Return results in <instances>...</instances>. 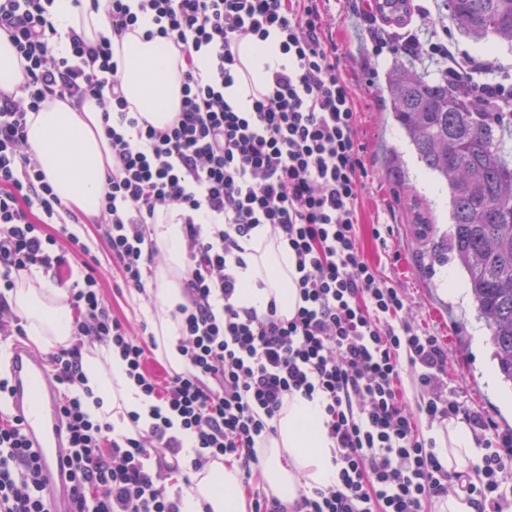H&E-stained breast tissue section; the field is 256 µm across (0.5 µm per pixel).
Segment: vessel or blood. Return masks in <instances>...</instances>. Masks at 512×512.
<instances>
[{"instance_id": "b4317fda", "label": "vessel or blood", "mask_w": 512, "mask_h": 512, "mask_svg": "<svg viewBox=\"0 0 512 512\" xmlns=\"http://www.w3.org/2000/svg\"><path fill=\"white\" fill-rule=\"evenodd\" d=\"M7 378L8 411L40 458L51 512H75V484L69 468L71 432L47 358L24 344H13Z\"/></svg>"}]
</instances>
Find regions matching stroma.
<instances>
[{
  "label": "stroma",
  "instance_id": "1",
  "mask_svg": "<svg viewBox=\"0 0 512 512\" xmlns=\"http://www.w3.org/2000/svg\"><path fill=\"white\" fill-rule=\"evenodd\" d=\"M366 0H331L325 29L343 50L341 67L349 76L360 112L359 140L368 170L361 203V244L380 261L383 272L403 289L412 321L440 337L448 353V377L460 401L495 422L499 431L512 433V385L490 387L486 375L493 371L492 347L483 335L485 326L471 311L469 294L449 290L446 277L455 265L431 266L433 238L448 227L444 188L428 174L380 102L386 72L397 60L395 53L372 54L363 15ZM428 201L435 218L430 232L418 228V201ZM391 226L385 240L375 239L373 227ZM84 238L96 259L94 268L114 313L132 324L153 322L161 313L153 299L123 287L119 272L100 241L94 221H86Z\"/></svg>",
  "mask_w": 512,
  "mask_h": 512
}]
</instances>
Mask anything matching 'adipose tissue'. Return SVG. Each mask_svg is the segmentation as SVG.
Segmentation results:
<instances>
[{
	"mask_svg": "<svg viewBox=\"0 0 512 512\" xmlns=\"http://www.w3.org/2000/svg\"><path fill=\"white\" fill-rule=\"evenodd\" d=\"M51 11L61 33L76 32L89 43L109 29L102 8H77L71 0H55ZM115 55L123 64V91L133 111L155 127L170 124L181 102L176 53L160 50L156 42L129 32L116 43ZM27 142L61 201L86 216H96L112 169V148L96 101L88 99L80 105L69 99L46 101L39 111L27 116ZM177 218L174 211L155 216L153 238L165 263L156 269L149 291L167 311L153 323L158 351L181 372L186 364L175 347L180 324L168 314L184 300V240ZM242 246L244 264L237 275L244 288L237 298L239 305L262 313L273 303L281 316L292 317L299 301L293 257L263 227L255 229ZM8 302L26 319V330L39 346L69 343L74 312L66 290L39 272L25 273ZM83 373L84 386L94 395L93 402L86 405L91 419L108 421L115 433L124 435L133 431L129 413H138L142 422H150L154 401L129 378L127 363L116 350L103 346L92 350L84 357ZM275 427V434L257 447L259 472L268 494L288 505L298 499L301 490L334 480L332 442L317 402L298 395L286 397ZM438 443L452 467L464 465L473 454L474 439L460 422H448L439 430ZM240 476L231 459L211 462L190 473V485L182 490L184 512H248Z\"/></svg>",
	"mask_w": 512,
	"mask_h": 512,
	"instance_id": "obj_1",
	"label": "adipose tissue"
}]
</instances>
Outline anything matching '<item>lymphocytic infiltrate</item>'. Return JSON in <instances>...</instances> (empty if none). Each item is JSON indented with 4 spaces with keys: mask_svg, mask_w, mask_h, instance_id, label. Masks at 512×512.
I'll return each instance as SVG.
<instances>
[{
    "mask_svg": "<svg viewBox=\"0 0 512 512\" xmlns=\"http://www.w3.org/2000/svg\"><path fill=\"white\" fill-rule=\"evenodd\" d=\"M53 2L0 0V29L25 61L15 92L0 91V337L25 333L6 298L22 272L40 268L67 289L76 341L47 360L66 392L75 512H182L168 481L182 471L185 437L193 439L192 471L226 456L250 470L257 441L274 433L293 394L318 399L336 478L301 491L292 510L265 497L254 512H423L452 488L478 512H512V433L439 390L448 369L439 338L412 323L401 288L361 245L360 114L324 35L322 0H106L112 33L92 45L73 31L60 35ZM430 14L419 7V24L394 37L365 14L373 54L392 47L426 60L461 80L480 111L512 112V70L426 26ZM139 27L184 63L180 110L162 128L138 121L114 58L113 36ZM273 34L288 61L251 94L247 110H235L224 90L238 75L241 46ZM66 98L96 100L107 124L113 168L98 230L125 287L145 293L162 259L151 239L156 212L184 214L185 302L171 316L181 323L176 347L186 371L162 377L149 369L153 334L113 315L90 249L72 230L78 214L29 150L28 113ZM198 211L210 223L195 222ZM264 225L295 257L301 303L289 319L273 306L260 314L235 302L239 240ZM87 344L118 349L129 377L155 399L147 427L135 413L131 435L90 419L74 392ZM409 387L416 401L406 399ZM445 419L479 434L477 469H448L424 436L421 422ZM0 512H50L39 458L2 411Z\"/></svg>",
    "mask_w": 512,
    "mask_h": 512,
    "instance_id": "obj_1",
    "label": "lymphocytic infiltrate"
}]
</instances>
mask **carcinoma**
Instances as JSON below:
<instances>
[{"instance_id":"cac0c4a2","label":"carcinoma","mask_w":512,"mask_h":512,"mask_svg":"<svg viewBox=\"0 0 512 512\" xmlns=\"http://www.w3.org/2000/svg\"><path fill=\"white\" fill-rule=\"evenodd\" d=\"M387 2V22L403 23L409 0ZM448 9L474 41L512 46V0H448ZM382 96L419 162L448 190L451 224L432 262L458 265L498 372L512 383V112H477L461 83L399 65L386 73Z\"/></svg>"}]
</instances>
